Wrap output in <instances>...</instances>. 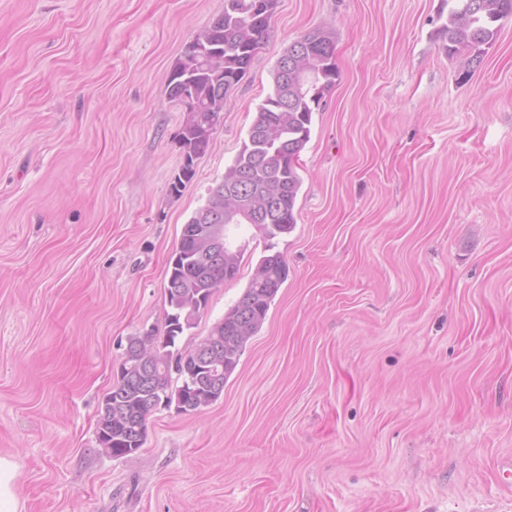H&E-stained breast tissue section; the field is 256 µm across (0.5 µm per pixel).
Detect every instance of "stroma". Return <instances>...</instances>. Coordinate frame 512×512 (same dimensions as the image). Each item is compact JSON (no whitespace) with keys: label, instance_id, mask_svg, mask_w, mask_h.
Wrapping results in <instances>:
<instances>
[{"label":"stroma","instance_id":"35a3bbf8","mask_svg":"<svg viewBox=\"0 0 512 512\" xmlns=\"http://www.w3.org/2000/svg\"><path fill=\"white\" fill-rule=\"evenodd\" d=\"M443 0H276L180 195L167 83L224 0H0V456L24 512H512V19L448 55ZM335 34L299 155L289 275L222 397L158 408L114 459L97 416L167 260L276 63ZM185 336H208L264 251Z\"/></svg>","mask_w":512,"mask_h":512}]
</instances>
